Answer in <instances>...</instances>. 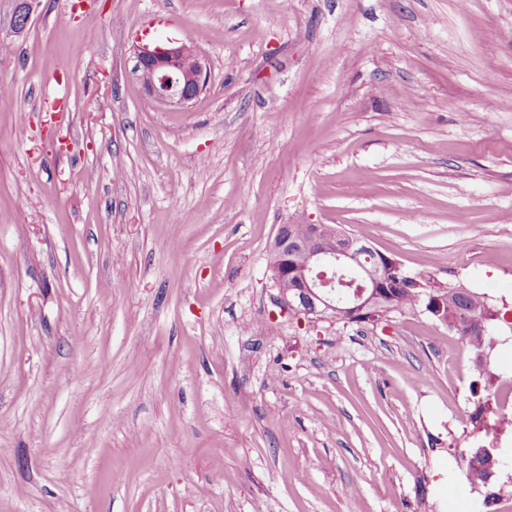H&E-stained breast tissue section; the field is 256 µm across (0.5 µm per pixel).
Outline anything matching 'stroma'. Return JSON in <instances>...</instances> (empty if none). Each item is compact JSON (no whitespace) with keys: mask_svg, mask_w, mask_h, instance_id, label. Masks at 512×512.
Instances as JSON below:
<instances>
[{"mask_svg":"<svg viewBox=\"0 0 512 512\" xmlns=\"http://www.w3.org/2000/svg\"><path fill=\"white\" fill-rule=\"evenodd\" d=\"M170 38L184 107L135 72ZM1 83L0 512H512L463 338L281 311L268 271L329 224L512 309V0H0ZM136 69L146 93L161 104L186 106L206 86L207 71L195 49L185 44L144 48ZM67 105L66 88L60 84H56V90L53 95L44 100L46 119L51 125L56 117V124L60 126L65 120ZM488 451H491L493 453L496 465L499 468V466L502 464V459L498 451V448H490V446L478 445L473 448H470L468 454L464 457L466 461L469 481L470 484L474 487H484L488 483L486 467L489 461L488 458L485 456V454H488Z\"/></svg>","mask_w":512,"mask_h":512,"instance_id":"obj_1","label":"stroma"}]
</instances>
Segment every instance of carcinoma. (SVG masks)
I'll return each mask as SVG.
<instances>
[{"label": "carcinoma", "mask_w": 512, "mask_h": 512, "mask_svg": "<svg viewBox=\"0 0 512 512\" xmlns=\"http://www.w3.org/2000/svg\"><path fill=\"white\" fill-rule=\"evenodd\" d=\"M448 294V330L462 336L475 355V370L477 379L473 382V394L478 396L475 410L471 415L473 426L478 430L493 429L502 431L512 428V419L503 413H495L492 405V395L496 394L502 383V374L486 368L482 356L496 346V329L501 323L508 322L512 309L504 306L498 308L492 305L484 293L470 291L461 286L442 287L431 284L415 276L410 280L408 288H391L390 294L383 297L373 307L372 314L365 321L376 322L390 313L402 309H412L420 302H430L431 296ZM466 308L474 315L484 318L483 326L476 328L468 324V317L461 308ZM493 453L496 465L502 464L498 449L491 450L483 445L469 449L465 456L466 467L472 486H486L488 464L487 453Z\"/></svg>", "instance_id": "1"}]
</instances>
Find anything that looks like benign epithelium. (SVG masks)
Returning a JSON list of instances; mask_svg holds the SVG:
<instances>
[{
    "label": "benign epithelium",
    "instance_id": "benign-epithelium-1",
    "mask_svg": "<svg viewBox=\"0 0 512 512\" xmlns=\"http://www.w3.org/2000/svg\"><path fill=\"white\" fill-rule=\"evenodd\" d=\"M136 69L146 93L161 104L186 106L206 86L207 71L195 49L185 44L143 49ZM302 251L307 264L300 267L296 257ZM397 266L371 244L325 224L307 225L302 238L292 225L283 224L270 246L269 271L281 309L324 320L347 321L388 293Z\"/></svg>",
    "mask_w": 512,
    "mask_h": 512
}]
</instances>
